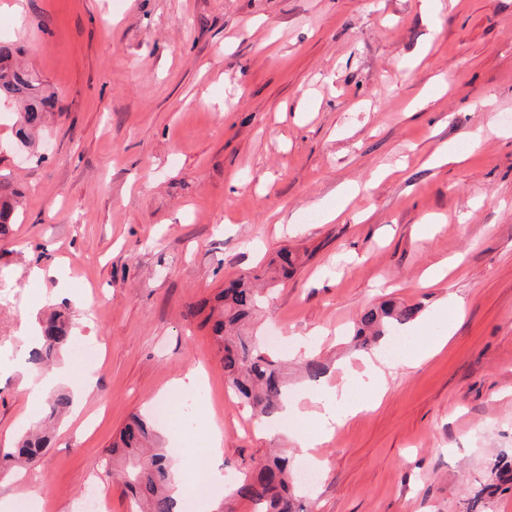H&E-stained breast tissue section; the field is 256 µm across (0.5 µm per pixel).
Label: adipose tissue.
I'll return each mask as SVG.
<instances>
[{"label": "adipose tissue", "mask_w": 512, "mask_h": 512, "mask_svg": "<svg viewBox=\"0 0 512 512\" xmlns=\"http://www.w3.org/2000/svg\"><path fill=\"white\" fill-rule=\"evenodd\" d=\"M451 338L449 330H442L416 349L406 351L403 355L392 356L383 349H376L371 355L362 359L360 369H346L338 383L327 384L308 393L307 398L314 407L318 419L315 433L294 430L291 439L299 448L308 449L324 437L332 435L336 427L358 411L357 405L350 401V391L360 387L372 393L376 400L385 397L390 379L402 368L412 367L432 358L446 347ZM70 386L75 394L90 395L95 387L93 377L87 376L80 380H72L67 369L60 368L43 375L24 377L22 389L26 392L30 407H38L44 392L56 385Z\"/></svg>", "instance_id": "1"}]
</instances>
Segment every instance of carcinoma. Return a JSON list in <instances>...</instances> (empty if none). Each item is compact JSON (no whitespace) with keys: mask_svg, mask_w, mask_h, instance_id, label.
<instances>
[{"mask_svg":"<svg viewBox=\"0 0 512 512\" xmlns=\"http://www.w3.org/2000/svg\"><path fill=\"white\" fill-rule=\"evenodd\" d=\"M18 48L0 42V99L14 100L22 105L15 113V135L23 148L33 146L32 132L41 127L54 108V100L40 94L38 79L15 60ZM20 193L14 186L11 173H0V230L13 223ZM298 264V256L284 249L274 268L277 278L290 277ZM219 305L212 307L207 321L211 323L213 339L221 354L224 373L250 409L257 415L274 419L279 416L287 389L279 361L259 348L245 326L253 313L263 304V297L243 279L223 289ZM416 317L410 305L385 301L368 308L360 316L356 338L367 347L394 327L406 325ZM71 326L60 313L53 314L41 324L38 347L31 350L28 364L41 371L48 362L70 345ZM311 381L327 373V365L312 357L304 363ZM72 404L71 394L58 391L49 401L48 417L55 418ZM47 434L29 430L12 448L0 454V461L9 466L15 462L33 464L42 455ZM113 466L124 479L138 507L137 512H175L171 496L172 469L166 449L162 448L152 419L132 415L119 432L118 440L109 449ZM294 464L290 457L273 454L255 469L244 474L235 495L252 503L256 512H300L292 488Z\"/></svg>","mask_w":512,"mask_h":512,"instance_id":"cac0c4a2","label":"carcinoma"}]
</instances>
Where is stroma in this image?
I'll list each match as a JSON object with an SVG mask.
<instances>
[{
  "mask_svg": "<svg viewBox=\"0 0 512 512\" xmlns=\"http://www.w3.org/2000/svg\"><path fill=\"white\" fill-rule=\"evenodd\" d=\"M0 41L58 98L38 162L0 116V170L24 191L0 234V357L62 307L102 356L40 461L0 468L1 500L82 512L92 493L132 512L105 450L130 415L180 406L173 385L199 368V428H158L192 487L221 434L224 484L194 512H252L231 490L273 448L315 464L296 484L305 512H512V473L492 468L512 455V0H0ZM451 145L466 159L432 166ZM284 248L298 269L249 330L276 358L319 354L326 382L365 357L350 336L380 299L415 306L412 331L454 327L381 405L353 390L360 411L305 453L255 431L204 316ZM36 260L65 263L66 298L30 281ZM21 380L0 375L3 450L47 416Z\"/></svg>",
  "mask_w": 512,
  "mask_h": 512,
  "instance_id": "35a3bbf8",
  "label": "stroma"
}]
</instances>
